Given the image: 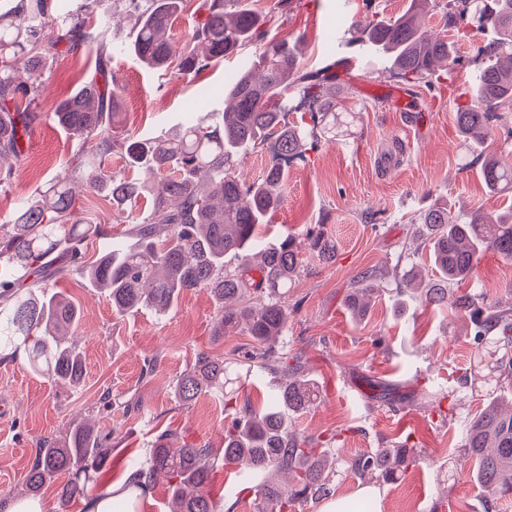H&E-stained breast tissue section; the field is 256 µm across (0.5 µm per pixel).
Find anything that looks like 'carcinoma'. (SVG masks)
Masks as SVG:
<instances>
[{
  "instance_id": "obj_1",
  "label": "carcinoma",
  "mask_w": 512,
  "mask_h": 512,
  "mask_svg": "<svg viewBox=\"0 0 512 512\" xmlns=\"http://www.w3.org/2000/svg\"><path fill=\"white\" fill-rule=\"evenodd\" d=\"M122 2L136 17L130 51L149 67H173L188 78L247 48L255 49V58L224 88L228 106L221 129L193 116L172 134L151 139L115 136L120 92L104 63L54 106V120L78 142L82 156L67 176L52 178L39 197L17 204L11 232L0 234V261L5 262L0 268V354L23 350L33 372L57 382L81 383L84 362L68 340L80 313L71 302L45 291L55 277L80 278L106 291L112 309L121 315L139 309L164 313L183 292L207 290L218 305L213 335L222 338L241 327L254 344L229 362L199 355L195 367L177 381L175 398L188 404L207 392L223 396L231 415L224 428L223 461H233L247 473L225 497L237 499L250 491L258 512H290L297 502L330 496L338 464L332 448L335 436L296 431L293 415L313 404L319 390L301 378L300 365H288L269 346L288 324V282L301 264L292 243L267 245L258 235L278 206L283 170L274 164L261 181L245 185L232 171V156L268 141L278 160L303 155L305 130L281 125L292 94L298 96L294 110L310 113L313 128L336 138L333 89L338 63L302 69L295 48L267 42L268 26L279 12L259 15L245 0H201L194 40L205 47L202 54L166 35L186 0ZM428 2L410 0L402 13L357 28L353 39L366 43L402 80L426 83L455 64L456 38L466 35L461 20L468 19L478 31L489 29L493 38L480 47L485 61L473 80L474 102L455 112L460 135L478 144L490 134L491 113L512 106V0H448L444 27L454 33L452 38L430 36L422 29L418 15ZM98 4L83 0L69 11L63 29L55 27L57 0H18L13 14H0V183L10 176L22 155L23 139L32 132L35 115L21 109V103L39 95L36 70L44 58L62 46L72 51L84 44L111 58L107 24L101 22L93 31L87 27V16ZM114 152L128 170H147L158 179L148 184L115 177ZM482 177L494 191L512 189V168L494 159L484 160ZM84 190L110 197L130 224L138 248L112 243L94 262H86L84 243L101 234V228L72 220L76 198ZM141 196L151 202L139 215L133 202ZM420 224L437 276L424 285L412 269L405 283L421 287L417 296L426 306L448 303V283L473 275L487 251L512 259V211L494 221L477 211L461 220L437 207L424 212ZM229 256L238 265L228 273L224 258ZM375 280L376 273L367 270L351 288L347 305L354 316L368 311ZM454 305L475 318L473 342L496 356L500 375L512 378V308L488 305L472 293L455 296ZM242 372L254 379L279 374L288 383L264 407H240L226 388ZM367 385L376 401L393 406L409 399L390 384L369 380ZM177 441L173 432L157 433L148 457L129 459V475L120 491L143 492L164 473L170 480L169 512H217L208 491L216 456L204 445ZM460 442L475 460L473 478L485 489L489 507L512 497V412L499 408L498 396L488 398L465 424ZM110 454L107 438L88 421L76 419L67 438L39 440L25 492L36 495L47 482L59 480L63 496H80ZM415 463L405 448H378L347 466L385 483L400 479Z\"/></svg>"
}]
</instances>
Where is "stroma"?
I'll list each match as a JSON object with an SVG mask.
<instances>
[{
  "label": "stroma",
  "instance_id": "obj_1",
  "mask_svg": "<svg viewBox=\"0 0 512 512\" xmlns=\"http://www.w3.org/2000/svg\"><path fill=\"white\" fill-rule=\"evenodd\" d=\"M409 3L292 0L269 31V42L299 43L305 69L348 61L336 99L352 116L343 136L318 140L316 148L284 167L282 198L263 234L270 243L294 240L303 263L288 290V325L273 347L299 361L320 389L319 401L300 412L295 425L306 434L339 435L336 496L353 498L367 487L371 512H486L458 428L485 405L490 359L474 345L468 316L450 305L412 301L400 289V275L412 267L423 278L434 275L429 249L417 236V218L425 210L440 206L463 217L512 208V192L486 191L481 175L485 156L512 163V142L504 140L512 129V110L493 113V133L483 146H471L457 132L454 112L469 101L471 80L481 66L478 32L459 38V65L430 84L402 83L367 46L351 42L357 23L377 12L398 15ZM133 26L128 17L110 31L116 47L110 68L121 93L118 133L144 138L167 133L195 105L207 124H222L224 101L216 92L251 59V51L182 78L146 67L128 51ZM97 61L93 45L43 61L37 73L40 95L30 105L37 120L20 163L0 187V225L10 223L17 202L36 198L46 180L64 174L76 155L79 145L52 118V106L92 76ZM394 92L409 99L411 111L393 109ZM73 212L103 228L102 235L85 242L86 260L110 242H128V225L108 197L81 194ZM319 232L335 248L327 262L311 248V237ZM372 269L378 292L366 316L353 319L346 297L353 281ZM48 287L80 310L74 339L85 375L72 387L32 372L24 358L0 357V503L20 498L39 439L65 437L79 418L90 420L112 445L105 467L88 485L91 496L118 488L129 457L146 455L160 430L223 451V402L204 395L187 407L174 396L177 379L198 355L226 360L253 344L242 329L215 339L217 304L208 291L184 293L163 314L142 309L121 316L86 282L62 279ZM454 291L512 305V261L487 252L476 274ZM373 377L404 385L410 402L393 410L369 399L365 381ZM438 382L452 395L437 412L431 402ZM105 394L111 406L103 405ZM393 446L407 448L416 459L394 483L368 481L346 466L361 454Z\"/></svg>",
  "mask_w": 512,
  "mask_h": 512
}]
</instances>
